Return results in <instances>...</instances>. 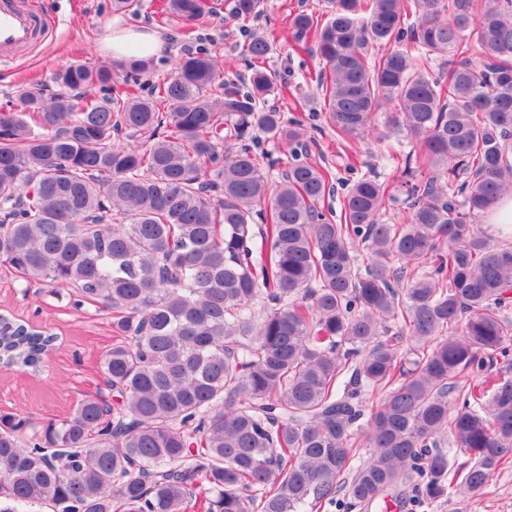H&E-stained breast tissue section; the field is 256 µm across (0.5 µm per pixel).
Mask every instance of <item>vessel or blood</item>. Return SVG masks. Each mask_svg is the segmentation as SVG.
Here are the masks:
<instances>
[{
  "instance_id": "obj_1",
  "label": "vessel or blood",
  "mask_w": 512,
  "mask_h": 512,
  "mask_svg": "<svg viewBox=\"0 0 512 512\" xmlns=\"http://www.w3.org/2000/svg\"><path fill=\"white\" fill-rule=\"evenodd\" d=\"M43 34L40 14L26 0H0V58L28 50Z\"/></svg>"
}]
</instances>
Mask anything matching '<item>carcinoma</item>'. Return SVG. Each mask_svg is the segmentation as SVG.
Wrapping results in <instances>:
<instances>
[{
	"instance_id": "1",
	"label": "carcinoma",
	"mask_w": 512,
	"mask_h": 512,
	"mask_svg": "<svg viewBox=\"0 0 512 512\" xmlns=\"http://www.w3.org/2000/svg\"><path fill=\"white\" fill-rule=\"evenodd\" d=\"M264 4L227 2L242 21ZM329 4L291 21L326 119L340 141L374 133L398 173L355 180L337 222L302 125L263 106L264 36L242 81L206 50L147 96L111 88L148 60L73 63L51 96L0 106V265L112 310L117 396L45 426L0 414L4 512H411L512 464V248L478 227L512 195V0ZM124 129L136 144L112 142ZM55 340L5 318L0 367L36 373Z\"/></svg>"
}]
</instances>
